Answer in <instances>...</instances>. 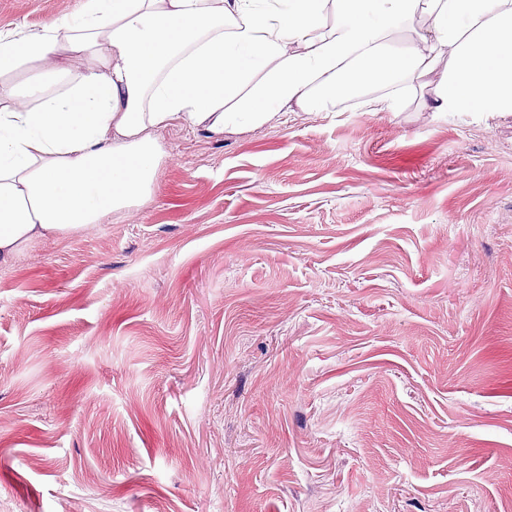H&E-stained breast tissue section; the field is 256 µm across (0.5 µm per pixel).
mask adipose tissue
<instances>
[{"mask_svg": "<svg viewBox=\"0 0 512 512\" xmlns=\"http://www.w3.org/2000/svg\"><path fill=\"white\" fill-rule=\"evenodd\" d=\"M433 74L430 111L512 113V0H82L1 30L0 264L147 201L173 121L219 139Z\"/></svg>", "mask_w": 512, "mask_h": 512, "instance_id": "ef3b65f1", "label": "adipose tissue"}]
</instances>
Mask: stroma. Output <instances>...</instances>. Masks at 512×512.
<instances>
[{
    "mask_svg": "<svg viewBox=\"0 0 512 512\" xmlns=\"http://www.w3.org/2000/svg\"><path fill=\"white\" fill-rule=\"evenodd\" d=\"M429 96L171 123L145 205L0 265V512H512V115Z\"/></svg>",
    "mask_w": 512,
    "mask_h": 512,
    "instance_id": "1",
    "label": "stroma"
}]
</instances>
